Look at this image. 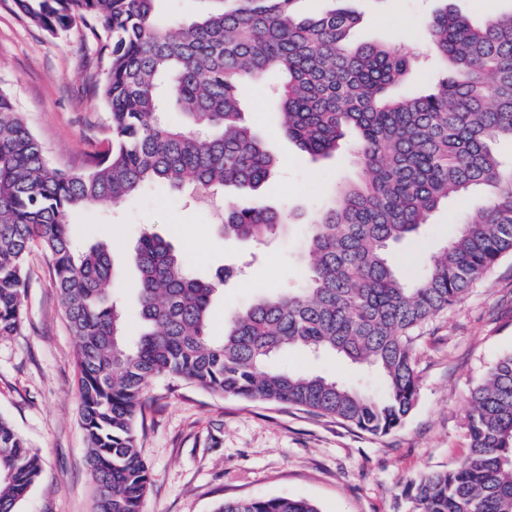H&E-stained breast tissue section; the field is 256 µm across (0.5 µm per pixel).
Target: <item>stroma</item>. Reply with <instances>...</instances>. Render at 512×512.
Returning <instances> with one entry per match:
<instances>
[{
  "label": "stroma",
  "mask_w": 512,
  "mask_h": 512,
  "mask_svg": "<svg viewBox=\"0 0 512 512\" xmlns=\"http://www.w3.org/2000/svg\"><path fill=\"white\" fill-rule=\"evenodd\" d=\"M359 20L351 43L392 45L417 52L422 62L396 87L418 94L441 78L427 17L451 9L478 24L512 11V0H346ZM103 42L84 26L50 35L0 0V89L13 98L50 161L85 168L111 136L100 98L108 57ZM244 118L269 135L278 159L261 198L289 213L273 238L260 244L224 239L218 221L189 194L165 185L145 186L121 204L75 211L76 251L108 244L119 270L114 295L127 340L142 326L138 271L132 256L142 233L170 239L192 271L223 276L213 305L224 315L256 296L303 281L306 224L334 191L356 181L358 159L349 153L316 159L278 132L279 108L268 94L245 95ZM486 203L472 192L431 215L416 239L399 248L402 274L417 254L454 238L462 219ZM21 332L0 340V416L39 456L38 483L19 512H95L87 464L71 336L55 287L51 260L41 249L29 259ZM414 406L386 436H374L336 419L296 407L224 397L182 381L155 379L138 416L139 449L151 473L143 512H215L227 500L295 496L320 512H398L406 483L452 467L467 452L465 416L473 388L488 368L512 351V256H506L455 306L417 331ZM278 365L336 378L373 391L380 378L327 355L291 351Z\"/></svg>",
  "instance_id": "35a3bbf8"
}]
</instances>
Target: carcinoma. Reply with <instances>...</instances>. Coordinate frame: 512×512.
Returning a JSON list of instances; mask_svg holds the SVG:
<instances>
[{"instance_id":"cac0c4a2","label":"carcinoma","mask_w":512,"mask_h":512,"mask_svg":"<svg viewBox=\"0 0 512 512\" xmlns=\"http://www.w3.org/2000/svg\"><path fill=\"white\" fill-rule=\"evenodd\" d=\"M155 0H14L50 34L92 23L109 62L102 98L112 138L81 171L46 158L10 95L0 90V338L24 323L34 244L53 260L64 315L77 339L87 468L96 512H141L150 485L138 450L137 416L149 381L178 379L228 397L301 407L376 436L411 412L418 379L416 330L460 302L512 254V12L476 26L445 11L427 29L438 64L454 73L420 96L388 90L415 65L385 45L348 42L355 17L331 7L299 16L298 0H204L190 22H157ZM275 70L280 131L315 158L342 149L345 132L362 179L340 188L309 225L300 288L260 294L213 331L215 285L194 275L172 244L141 235L143 330L129 343L112 301L114 269L105 244L74 251L71 213L116 205L164 182L216 198L233 187L253 194L224 208V238L261 240L288 222L258 191L276 157L242 120V86ZM185 117L172 126L161 115ZM487 204L429 255L411 279L395 248L414 240L430 214L469 190ZM288 350L333 353L383 380L380 393L273 364ZM468 453L451 468L409 481L404 512H512V352L471 394ZM41 475L38 456L0 417V512L18 505ZM215 512H319L303 498L226 501Z\"/></svg>"}]
</instances>
